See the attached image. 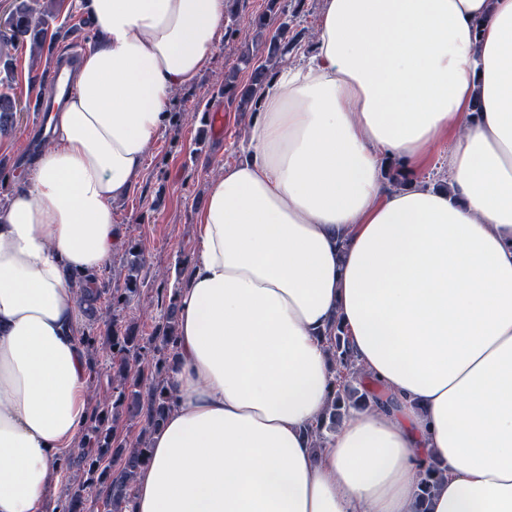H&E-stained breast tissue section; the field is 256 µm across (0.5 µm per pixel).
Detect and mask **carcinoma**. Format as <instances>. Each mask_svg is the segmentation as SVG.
<instances>
[{"label": "carcinoma", "mask_w": 512, "mask_h": 512, "mask_svg": "<svg viewBox=\"0 0 512 512\" xmlns=\"http://www.w3.org/2000/svg\"><path fill=\"white\" fill-rule=\"evenodd\" d=\"M61 0H46L42 10L30 5L27 0H13L4 20L5 29L0 30V68L5 77H10L12 58L3 54V48H15L28 44L33 54L43 53L46 46L48 29L55 21L60 10ZM278 0H269L267 11L253 20L257 35L265 39L268 45L269 60L279 61L285 58L296 45V36L289 35L288 24L281 23L275 31H269L271 16L277 13ZM267 84V71L261 67L254 71L251 83L238 88L235 78L224 79L225 97L237 102L241 111L258 103L260 92ZM18 112V103L5 93L0 92V132L5 130ZM77 299L83 305L89 321L87 331L81 337L86 351H95L99 346V336L95 333L94 323L99 313L98 304L102 295L111 292L112 312H118L129 303L136 294L137 281L129 278L125 288L109 289L96 275H78L75 277ZM329 350L339 370V382L334 387V398L325 416L313 430L314 445L321 447L324 431L330 430L347 406L365 407L370 403H380L382 398L371 392L370 388L359 391L352 386V380L362 376L356 368L353 351L345 336L342 325L337 323L326 334ZM112 367L115 368L113 382L119 390L118 398L112 406H98L91 410L81 446L60 463L69 482L67 494L57 506V512H85L87 490L99 486L105 493L108 512H125L132 498L130 484L134 475L146 463L147 437L145 433L160 426L170 408L171 395L166 383V375L174 362L176 350V332L174 326L162 336L152 339V344H140V338L117 328L107 337ZM146 393H141V388ZM123 406L132 418L144 421L141 436L134 444L127 445L116 440L117 416L115 409ZM442 473L432 462L424 466L418 483V497L425 501L435 489Z\"/></svg>", "instance_id": "carcinoma-1"}]
</instances>
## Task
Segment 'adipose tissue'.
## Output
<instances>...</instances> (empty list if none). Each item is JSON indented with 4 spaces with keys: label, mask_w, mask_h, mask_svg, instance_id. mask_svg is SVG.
<instances>
[{
    "label": "adipose tissue",
    "mask_w": 512,
    "mask_h": 512,
    "mask_svg": "<svg viewBox=\"0 0 512 512\" xmlns=\"http://www.w3.org/2000/svg\"><path fill=\"white\" fill-rule=\"evenodd\" d=\"M105 34L0 207V512H41L88 416L74 274L210 63L227 0H86ZM211 181L177 289L172 403L129 512H512V0H324ZM447 189L417 182L429 148ZM397 161L410 185L387 190ZM342 323L394 399L313 450ZM442 478L418 500L421 464Z\"/></svg>",
    "instance_id": "1"
}]
</instances>
